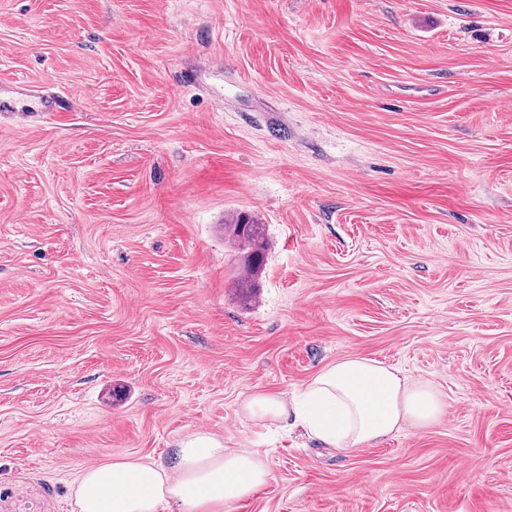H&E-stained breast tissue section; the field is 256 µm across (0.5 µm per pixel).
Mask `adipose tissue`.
<instances>
[{
  "mask_svg": "<svg viewBox=\"0 0 512 512\" xmlns=\"http://www.w3.org/2000/svg\"><path fill=\"white\" fill-rule=\"evenodd\" d=\"M448 409L433 384L396 366L349 356L323 367L299 395L250 393L244 414L266 427L293 424L324 445L350 454L386 442L404 426L429 428ZM269 464L258 451H229L205 431L187 435L171 461L109 459L79 469L74 512H230L266 485Z\"/></svg>",
  "mask_w": 512,
  "mask_h": 512,
  "instance_id": "ef3b65f1",
  "label": "adipose tissue"
}]
</instances>
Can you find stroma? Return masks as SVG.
<instances>
[{
    "label": "stroma",
    "instance_id": "obj_1",
    "mask_svg": "<svg viewBox=\"0 0 512 512\" xmlns=\"http://www.w3.org/2000/svg\"><path fill=\"white\" fill-rule=\"evenodd\" d=\"M0 512L206 431L232 512H512V0H0ZM271 247L242 307L224 220ZM377 359L441 422L345 456L241 411ZM23 88L15 86L5 89L0 85V112H51L55 110L56 100L51 94H41L32 103Z\"/></svg>",
    "mask_w": 512,
    "mask_h": 512
}]
</instances>
